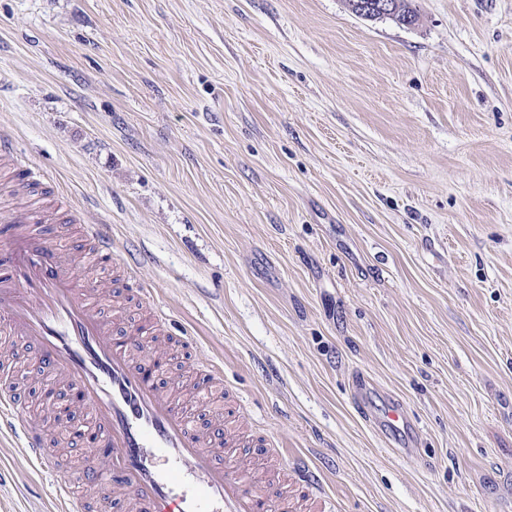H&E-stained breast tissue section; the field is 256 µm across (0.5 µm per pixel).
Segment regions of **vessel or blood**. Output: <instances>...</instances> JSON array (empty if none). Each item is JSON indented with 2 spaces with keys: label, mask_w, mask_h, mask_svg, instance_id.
<instances>
[{
  "label": "vessel or blood",
  "mask_w": 512,
  "mask_h": 512,
  "mask_svg": "<svg viewBox=\"0 0 512 512\" xmlns=\"http://www.w3.org/2000/svg\"><path fill=\"white\" fill-rule=\"evenodd\" d=\"M82 238L100 264H115L103 225H84ZM107 299L99 286H76L55 231L15 233L0 247V332L35 348L47 388L66 389L72 402L87 406V423L75 427L80 443L108 451L106 463L86 462V489L77 492L51 434L17 418L11 393L0 391V430L22 440L37 474L55 481L61 512H270L249 466L224 464L227 438L201 433L160 388L165 351L155 346L138 356L139 342L103 316ZM377 418L393 432L406 423L396 404L379 406ZM304 489L312 512H331L318 476Z\"/></svg>",
  "instance_id": "vessel-or-blood-1"
}]
</instances>
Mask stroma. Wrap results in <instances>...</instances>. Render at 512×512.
<instances>
[{"instance_id":"stroma-1","label":"stroma","mask_w":512,"mask_h":512,"mask_svg":"<svg viewBox=\"0 0 512 512\" xmlns=\"http://www.w3.org/2000/svg\"><path fill=\"white\" fill-rule=\"evenodd\" d=\"M0 0V133L46 226L108 227L167 317L176 398L224 427L233 392L334 512H512V0ZM24 419L43 368L8 337ZM397 400L386 442L354 399ZM0 512H60L0 437ZM345 3L351 13L368 21L388 18L401 26L410 27L418 19L413 0H346Z\"/></svg>"}]
</instances>
